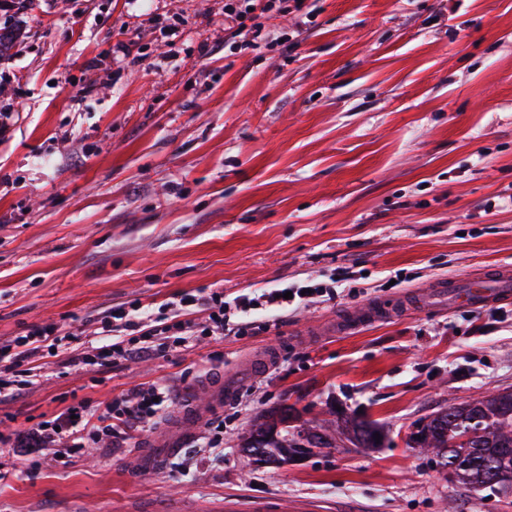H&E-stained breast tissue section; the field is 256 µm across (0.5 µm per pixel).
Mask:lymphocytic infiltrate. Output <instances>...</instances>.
<instances>
[{"instance_id": "1", "label": "lymphocytic infiltrate", "mask_w": 512, "mask_h": 512, "mask_svg": "<svg viewBox=\"0 0 512 512\" xmlns=\"http://www.w3.org/2000/svg\"><path fill=\"white\" fill-rule=\"evenodd\" d=\"M284 0H241L233 8H225L224 16L235 26L241 50L260 48L263 40L262 18L283 10ZM291 298L279 297L277 289L264 288L260 292L245 293L225 299L223 290L202 288L181 294L171 303L169 315H154L148 306L140 302L112 308L103 319L102 335L106 344L95 352L78 347H66L53 328L34 325L25 335L14 337L0 344V399L14 396L27 386V366L39 362L44 353L63 349L66 361L73 366H94L103 370L117 362L149 356L156 337H164L171 348H179L191 335L195 314L207 316L202 333L220 336L224 331L233 335L248 334L253 326V315L274 312L297 306L305 299L323 296L324 288L317 283L293 285ZM135 332L132 340L124 339V332ZM171 394L166 386L150 384L135 389L131 394L112 401L106 409L94 414L83 409L67 408L51 420L36 428L28 443L29 448L39 451L61 447L69 453H78L93 444L102 448L117 446L127 435L139 431L152 422L168 406Z\"/></svg>"}]
</instances>
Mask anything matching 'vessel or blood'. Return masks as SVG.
I'll return each instance as SVG.
<instances>
[{"label": "vessel or blood", "mask_w": 512, "mask_h": 512, "mask_svg": "<svg viewBox=\"0 0 512 512\" xmlns=\"http://www.w3.org/2000/svg\"><path fill=\"white\" fill-rule=\"evenodd\" d=\"M432 298L447 300L452 306L466 305L474 309L510 301L512 300V271L493 269L478 278L461 277L447 283H438L427 296L409 294L395 304L378 302L364 307L359 312H347L344 316L337 318L336 330L345 333L372 322L392 319L427 304ZM279 354V349L273 348L265 359L255 363L241 364L233 374L205 378L203 385L211 395L212 409H220L225 403L230 402L238 389L251 376L273 364ZM202 418L203 414L196 405L194 390H186L181 399V408L174 417L175 428L165 440V447L172 451L183 447L193 427Z\"/></svg>", "instance_id": "b4317fda"}]
</instances>
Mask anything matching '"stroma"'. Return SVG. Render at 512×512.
I'll return each mask as SVG.
<instances>
[{
	"label": "stroma",
	"instance_id": "obj_1",
	"mask_svg": "<svg viewBox=\"0 0 512 512\" xmlns=\"http://www.w3.org/2000/svg\"><path fill=\"white\" fill-rule=\"evenodd\" d=\"M224 2L0 6V106L13 108L0 127V342L50 325L87 349L112 307L200 288L332 281L336 296L109 370L47 355L0 424L101 410L145 382L177 395L295 339L139 477L138 437L57 457L0 446V512H512V495L450 483L405 439L439 408L512 389V304L310 338L339 312L512 269V0H305L266 22L287 43L246 52ZM281 405L308 420L360 413L387 440L246 465L241 438Z\"/></svg>",
	"mask_w": 512,
	"mask_h": 512
}]
</instances>
